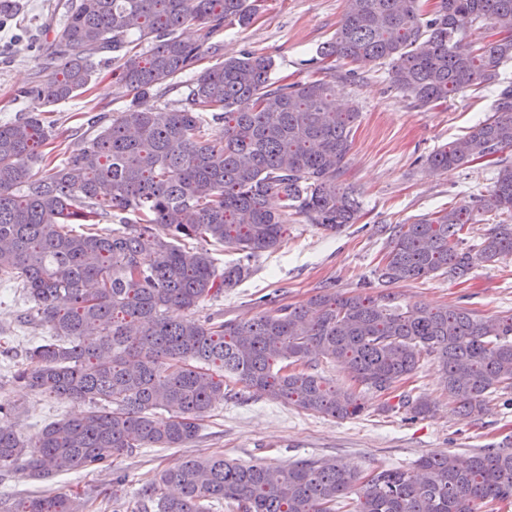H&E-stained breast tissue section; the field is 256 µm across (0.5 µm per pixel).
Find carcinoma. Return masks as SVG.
Masks as SVG:
<instances>
[{
    "label": "carcinoma",
    "instance_id": "cac0c4a2",
    "mask_svg": "<svg viewBox=\"0 0 512 512\" xmlns=\"http://www.w3.org/2000/svg\"><path fill=\"white\" fill-rule=\"evenodd\" d=\"M420 2L345 0L320 55L387 64L389 83L420 108L495 82L500 64L512 61V0H439L428 18ZM255 15L250 0H64L44 75L21 97L36 110L74 98L96 74L94 59L115 52L114 76L134 103L97 117L86 145L59 153L39 115L0 123V275L19 279L32 302L18 321L49 329L25 351L14 381L110 408L58 419L24 442L15 408L0 404V480L20 463L42 482L110 469L138 448H180L224 401L226 373L256 394L341 419L364 405L355 390L312 372L323 360L387 394L433 356L456 409L475 417L491 394L512 387V316L325 293L250 319L194 317L248 277L252 259L280 245L288 216L337 231L360 208L336 184L359 112L336 110L323 80L277 85L272 60L244 52L190 79L175 109L135 104L193 70L215 33ZM481 22L499 39L477 47L466 32ZM187 29L198 38L183 39ZM505 148H512L511 84L500 86L492 115L426 165L458 168ZM39 162L46 169H36ZM481 213L512 216L511 163L472 203L396 225L382 277L460 278L476 261L511 255L512 224L492 225L476 251L463 247ZM115 214L124 218L110 233L72 229ZM213 245L241 257L220 269ZM171 308L187 317L169 319ZM393 408L414 418L432 411L407 394ZM355 482L332 460L272 469L212 454L159 472L141 487L140 510L210 512L225 503L233 512H481L512 499V448L383 469L348 502ZM95 508L85 492L49 493L21 498L8 512Z\"/></svg>",
    "mask_w": 512,
    "mask_h": 512
}]
</instances>
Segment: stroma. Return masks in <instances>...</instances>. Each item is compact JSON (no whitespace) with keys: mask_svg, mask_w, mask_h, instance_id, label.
Returning a JSON list of instances; mask_svg holds the SVG:
<instances>
[{"mask_svg":"<svg viewBox=\"0 0 512 512\" xmlns=\"http://www.w3.org/2000/svg\"><path fill=\"white\" fill-rule=\"evenodd\" d=\"M59 0H17L19 12L0 23V123L31 112L20 90L36 80L46 56L47 25L58 15ZM344 0H258V15L246 27L213 36L215 52L198 62L213 66L220 56L251 51L271 58L270 78L277 83L330 81L337 105L357 106L353 146L338 184L354 189L361 205L356 223L332 232L289 218L280 246L251 262L248 278L209 303L205 315L223 320L262 312V297L277 304L299 305L330 289L339 294L376 296L395 293L398 304L431 308L464 307L480 317L512 314V256L497 263H474L462 278L437 275L388 284L380 274L391 230L423 215L471 201L493 185L500 161H512V149L448 171H434L425 159L433 151L467 134L494 111L497 89L482 86L426 108L391 87L386 68L371 65L349 70L319 54L340 25ZM99 64L88 91L50 106V122L61 149L88 141L89 116L123 110L129 102L122 86ZM22 284L0 281V403L15 406L17 433L31 440L48 423L91 411L86 401H62L14 382L13 362L4 348L18 351L38 344L46 331L22 325L15 316L29 308ZM226 396L200 422L195 440L180 448H140L115 459L112 468L56 476L46 484L17 472L0 482V512L15 499L40 490L66 493L81 487L102 500L106 512H138L139 491L162 469L183 460L224 454L243 465L285 468L303 459H335L366 480L383 469H406L421 456L448 453L468 456L484 448L512 443V390L498 392L482 419L456 411L436 360L427 359L401 392L424 396L435 409L413 419L389 410L385 396L365 389V409L358 417L337 419L303 411L245 387L237 377L224 378ZM125 475L120 499L112 497V480Z\"/></svg>","mask_w":512,"mask_h":512,"instance_id":"35a3bbf8","label":"stroma"}]
</instances>
